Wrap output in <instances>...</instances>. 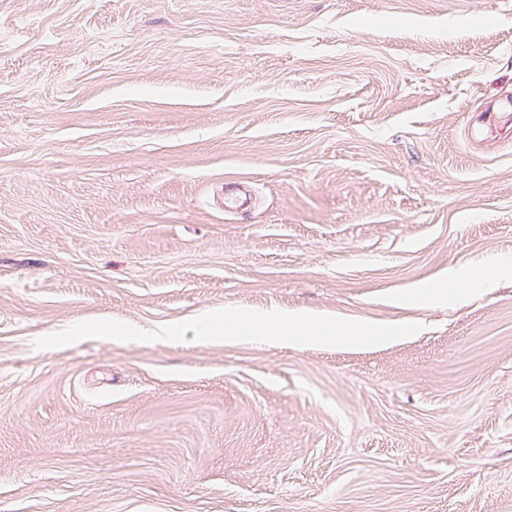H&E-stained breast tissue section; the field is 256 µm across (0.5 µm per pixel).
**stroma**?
<instances>
[{"mask_svg": "<svg viewBox=\"0 0 512 512\" xmlns=\"http://www.w3.org/2000/svg\"><path fill=\"white\" fill-rule=\"evenodd\" d=\"M512 0H0V512H512ZM416 335L205 343L206 310ZM116 322L179 327L144 343ZM464 279H470V275L467 272L450 268L448 269V274L439 282L418 287L411 299L420 304L439 305L446 303L449 298L455 296V287L462 283Z\"/></svg>", "mask_w": 512, "mask_h": 512, "instance_id": "stroma-1", "label": "stroma"}]
</instances>
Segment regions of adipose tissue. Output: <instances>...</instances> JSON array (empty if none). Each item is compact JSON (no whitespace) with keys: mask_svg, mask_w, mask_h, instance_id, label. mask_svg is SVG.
I'll use <instances>...</instances> for the list:
<instances>
[{"mask_svg":"<svg viewBox=\"0 0 512 512\" xmlns=\"http://www.w3.org/2000/svg\"><path fill=\"white\" fill-rule=\"evenodd\" d=\"M316 327L317 338L327 343H355L366 336L375 341L386 342L399 336L410 335L414 324L386 327L373 332L371 325L353 321H339L326 315L307 311L273 310L263 315L241 312L208 310L201 313L196 321V333L206 340L233 341L242 337L273 336L290 346L306 343V327Z\"/></svg>","mask_w":512,"mask_h":512,"instance_id":"ef3b65f1","label":"adipose tissue"}]
</instances>
